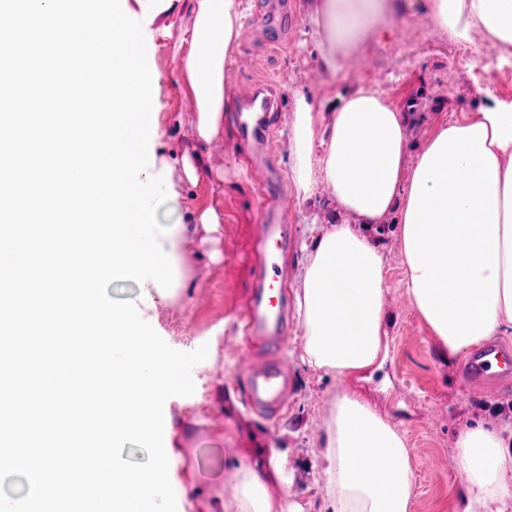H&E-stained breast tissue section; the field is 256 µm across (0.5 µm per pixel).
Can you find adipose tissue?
<instances>
[{
  "mask_svg": "<svg viewBox=\"0 0 512 512\" xmlns=\"http://www.w3.org/2000/svg\"><path fill=\"white\" fill-rule=\"evenodd\" d=\"M403 0H312L309 18L325 66L347 61L390 31ZM428 21L457 42L474 31L512 47V0H422ZM238 0H197L181 58L204 142L223 138L228 71L241 34ZM408 116L368 87L325 108L293 101L291 180L298 199L326 191L344 220L311 249L296 291L303 364L344 378L382 364L384 254L369 231L395 218L412 304L447 357L512 330V98L486 95L474 112L439 122L410 157ZM466 492L457 512H505L512 500V428L476 425L457 439ZM326 512H410L413 483L403 437L342 391L322 441ZM238 512H303L274 499L287 482L280 454L240 464Z\"/></svg>",
  "mask_w": 512,
  "mask_h": 512,
  "instance_id": "obj_1",
  "label": "adipose tissue"
}]
</instances>
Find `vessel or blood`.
<instances>
[{
    "mask_svg": "<svg viewBox=\"0 0 512 512\" xmlns=\"http://www.w3.org/2000/svg\"><path fill=\"white\" fill-rule=\"evenodd\" d=\"M243 137L264 148L269 121L267 110H256L246 100L235 116ZM285 205L267 206L257 223V240L264 249L249 295L244 330L248 343L240 348L236 374L243 381L246 403L252 411L279 418L288 407V365L281 347L288 332L290 302L280 275L278 256L288 249L289 226ZM469 379L483 383L491 395L512 387V347L487 343L463 361Z\"/></svg>",
    "mask_w": 512,
    "mask_h": 512,
    "instance_id": "1",
    "label": "vessel or blood"
}]
</instances>
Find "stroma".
<instances>
[{
  "label": "stroma",
  "instance_id": "obj_1",
  "mask_svg": "<svg viewBox=\"0 0 512 512\" xmlns=\"http://www.w3.org/2000/svg\"><path fill=\"white\" fill-rule=\"evenodd\" d=\"M242 33L236 49L251 53L246 73L230 70L232 98L252 88L275 87L276 112L270 118L267 161L277 174V202L287 204L291 224L288 288L296 290L308 247L332 219L327 194L297 199L290 181V122L295 93L313 100L369 86L409 114L406 136L412 153L426 146L433 126L461 112L476 111L484 98L471 78L474 65L487 66L485 79L498 94L512 96V66H497V47L474 33L465 51L425 19L419 0H405L391 34L360 55L361 74H333L322 62L309 26L310 0H288L281 27L257 24L267 0H240ZM196 0H179L159 20H143L146 49L163 79L158 92V134L149 140L156 166L171 165L176 193L157 211L165 226L184 231V246L174 281L157 300L154 329L174 349H209V369L193 368L195 391L164 405L175 457L169 479L177 512H238L229 484L237 461L247 456L267 461L271 450L284 453L288 485L272 483L274 498L299 503L304 512H320L325 485L316 466L325 424L338 392L349 390L372 403L403 435L413 482L411 512H454L463 477L456 442L476 422L512 423V392L485 397L459 377L460 358L441 355L439 344L415 311L406 288L402 245L395 222L378 238L385 255L383 302L388 313V359L381 368L337 379L302 364V332L288 319L283 351L288 357L292 396L278 421L254 413L235 375L242 343L239 329L258 257L256 224L263 201L246 163L245 142L225 110L224 136L211 143L196 135L197 112L182 86L175 46L189 39ZM220 211L218 231L207 230L199 216L208 207Z\"/></svg>",
  "mask_w": 512,
  "mask_h": 512
}]
</instances>
